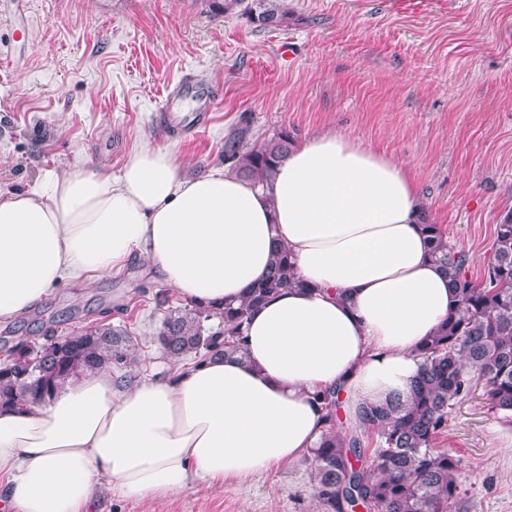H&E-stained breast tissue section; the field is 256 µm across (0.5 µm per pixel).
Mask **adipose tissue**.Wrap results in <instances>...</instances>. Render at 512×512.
Listing matches in <instances>:
<instances>
[{
  "label": "adipose tissue",
  "mask_w": 512,
  "mask_h": 512,
  "mask_svg": "<svg viewBox=\"0 0 512 512\" xmlns=\"http://www.w3.org/2000/svg\"><path fill=\"white\" fill-rule=\"evenodd\" d=\"M424 208L406 166L336 132L295 142L262 186L221 167L181 176L146 145L116 178L90 165L0 192V321L136 256L193 302L240 300L277 242L305 282L252 313L244 358L173 359L131 384L106 367L0 408L8 506L88 512L103 483L141 500L220 486L310 454L325 429L315 392L340 390L354 427L362 407L405 394L418 347L457 306Z\"/></svg>",
  "instance_id": "1"
}]
</instances>
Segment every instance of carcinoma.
Segmentation results:
<instances>
[{"mask_svg":"<svg viewBox=\"0 0 512 512\" xmlns=\"http://www.w3.org/2000/svg\"><path fill=\"white\" fill-rule=\"evenodd\" d=\"M208 7L216 14L239 8L260 29L288 20L281 0H208ZM293 143L291 132L282 129L252 144L242 129L224 140V161L237 173L264 182ZM423 230L432 243V261L457 292L458 306L418 349L421 370L406 396L367 406L361 431H337L338 393L314 394L326 411V429L311 457L324 512H352L359 502L368 512H453L461 492L459 459L434 446L448 426V415L481 384L490 409L512 419V211L495 227L493 258L478 280L468 275V254L448 240L441 225L426 221ZM304 286L289 249L278 244L267 275L252 283L237 303L171 307L168 293L157 291L155 303L165 312L156 342L166 356L191 355L198 364L213 357L241 358L251 313L280 292ZM133 346L127 331L109 325L64 339L49 335L40 344L20 341L5 348L0 362V406L39 403L77 371L110 365L121 369ZM369 437L375 448L363 467L359 462Z\"/></svg>","mask_w":512,"mask_h":512,"instance_id":"1","label":"carcinoma"}]
</instances>
